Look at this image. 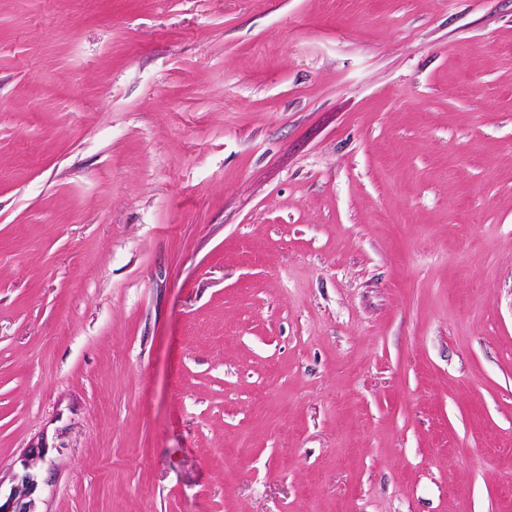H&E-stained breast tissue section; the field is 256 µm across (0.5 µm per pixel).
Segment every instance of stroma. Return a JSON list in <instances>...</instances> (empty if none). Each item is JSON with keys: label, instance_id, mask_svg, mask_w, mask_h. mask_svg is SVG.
Segmentation results:
<instances>
[{"label": "stroma", "instance_id": "1", "mask_svg": "<svg viewBox=\"0 0 512 512\" xmlns=\"http://www.w3.org/2000/svg\"><path fill=\"white\" fill-rule=\"evenodd\" d=\"M37 512H512V0H0V488ZM45 445L31 447L21 460V471L13 475L16 482L7 496L0 490V512H37L36 495L39 489L38 464L45 460Z\"/></svg>", "mask_w": 512, "mask_h": 512}]
</instances>
